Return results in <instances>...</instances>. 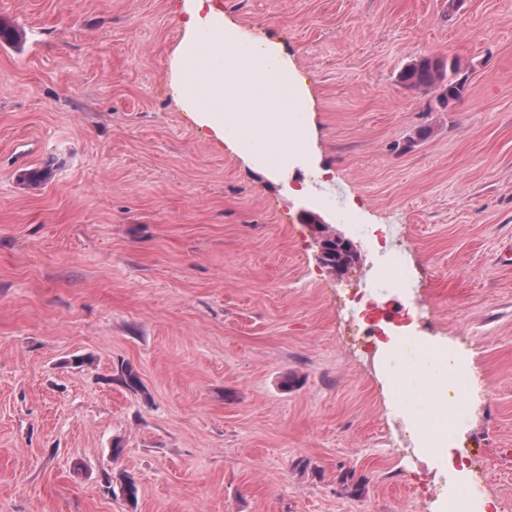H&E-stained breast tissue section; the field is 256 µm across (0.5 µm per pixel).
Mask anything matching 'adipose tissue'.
Listing matches in <instances>:
<instances>
[{
    "label": "adipose tissue",
    "instance_id": "ef3b65f1",
    "mask_svg": "<svg viewBox=\"0 0 512 512\" xmlns=\"http://www.w3.org/2000/svg\"><path fill=\"white\" fill-rule=\"evenodd\" d=\"M183 37L171 63L175 101L195 113L200 126L212 131L228 149L265 172L276 173L289 155L313 149L315 130L304 127L300 139L289 141L282 130L296 125L307 111L309 90L294 82L291 66L279 46L250 41L213 0H181ZM398 347L384 350L380 374L390 396L402 406L406 421L421 433L422 452L448 460L464 432L448 410L428 414L416 399L448 390L471 396L476 380L471 354L455 344L424 342L408 375L389 370Z\"/></svg>",
    "mask_w": 512,
    "mask_h": 512
}]
</instances>
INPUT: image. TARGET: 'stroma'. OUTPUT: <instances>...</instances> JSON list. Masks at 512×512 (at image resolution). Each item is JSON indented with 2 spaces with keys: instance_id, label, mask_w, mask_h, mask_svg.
I'll use <instances>...</instances> for the list:
<instances>
[{
  "instance_id": "1",
  "label": "stroma",
  "mask_w": 512,
  "mask_h": 512,
  "mask_svg": "<svg viewBox=\"0 0 512 512\" xmlns=\"http://www.w3.org/2000/svg\"><path fill=\"white\" fill-rule=\"evenodd\" d=\"M215 4L311 92L314 153L277 175L175 104L180 0H0V512H437L448 468L372 314L471 354L454 457L512 512V0ZM448 55L460 101L400 83ZM306 210L355 244L346 274Z\"/></svg>"
}]
</instances>
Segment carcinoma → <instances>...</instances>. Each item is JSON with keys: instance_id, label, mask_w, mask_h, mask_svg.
Here are the masks:
<instances>
[{"instance_id": "carcinoma-1", "label": "carcinoma", "mask_w": 512, "mask_h": 512, "mask_svg": "<svg viewBox=\"0 0 512 512\" xmlns=\"http://www.w3.org/2000/svg\"><path fill=\"white\" fill-rule=\"evenodd\" d=\"M402 85L419 90L437 85L442 88L440 103L447 107L458 101L465 89L460 60L423 56L413 60L399 75Z\"/></svg>"}]
</instances>
